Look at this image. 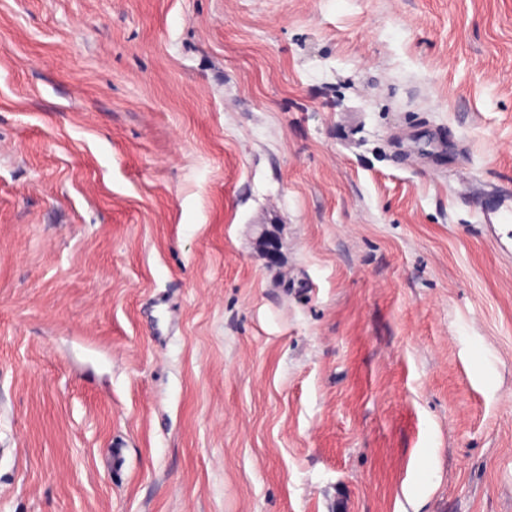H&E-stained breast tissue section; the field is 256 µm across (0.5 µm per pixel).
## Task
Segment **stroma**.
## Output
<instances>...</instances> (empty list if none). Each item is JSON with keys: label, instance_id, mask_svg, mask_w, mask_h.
Here are the masks:
<instances>
[{"label": "stroma", "instance_id": "35a3bbf8", "mask_svg": "<svg viewBox=\"0 0 512 512\" xmlns=\"http://www.w3.org/2000/svg\"><path fill=\"white\" fill-rule=\"evenodd\" d=\"M512 0H0V512H512Z\"/></svg>", "mask_w": 512, "mask_h": 512}]
</instances>
